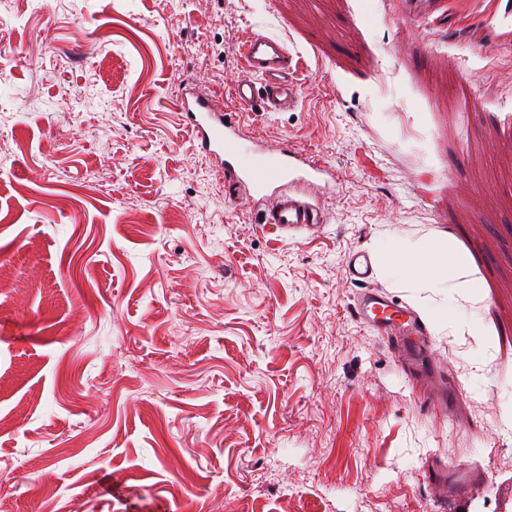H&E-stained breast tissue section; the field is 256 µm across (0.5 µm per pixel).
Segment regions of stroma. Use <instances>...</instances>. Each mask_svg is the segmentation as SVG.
Returning <instances> with one entry per match:
<instances>
[{"label":"stroma","mask_w":512,"mask_h":512,"mask_svg":"<svg viewBox=\"0 0 512 512\" xmlns=\"http://www.w3.org/2000/svg\"><path fill=\"white\" fill-rule=\"evenodd\" d=\"M0 0V512H442L427 463H470L453 512H512V0ZM303 64L294 108L239 109L250 34ZM199 83L245 145L336 181L313 232L264 222L195 149ZM442 235L485 298L430 327L459 384L429 409L352 313L345 258ZM403 14L413 22L436 21L444 14V1L442 0H403L399 1Z\"/></svg>","instance_id":"obj_1"}]
</instances>
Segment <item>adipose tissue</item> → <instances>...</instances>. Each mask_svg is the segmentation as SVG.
Listing matches in <instances>:
<instances>
[{
    "label": "adipose tissue",
    "mask_w": 512,
    "mask_h": 512,
    "mask_svg": "<svg viewBox=\"0 0 512 512\" xmlns=\"http://www.w3.org/2000/svg\"><path fill=\"white\" fill-rule=\"evenodd\" d=\"M380 266L423 291L448 286L461 293L476 286L469 277V254L445 237L428 238L407 247L387 243L380 252Z\"/></svg>",
    "instance_id": "1"
}]
</instances>
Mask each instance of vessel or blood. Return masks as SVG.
Here are the masks:
<instances>
[{
    "label": "vessel or blood",
    "mask_w": 512,
    "mask_h": 512,
    "mask_svg": "<svg viewBox=\"0 0 512 512\" xmlns=\"http://www.w3.org/2000/svg\"><path fill=\"white\" fill-rule=\"evenodd\" d=\"M403 14L413 22L427 21L444 13L443 0H402ZM246 78L237 80L232 93L244 107L262 105L268 112L293 106L300 87L299 65L293 63L285 44L278 38L254 34L239 49ZM177 106L189 125L200 152L224 172L225 182L249 191L252 201L265 202V223L279 229L314 230L325 221L323 211L310 189L327 173L325 166L301 151L270 152L257 143L253 160L241 161L239 123L224 102L214 96L181 86ZM345 263L352 282L361 285L353 311L364 324L388 336L390 342L420 358L427 354L430 331L425 321L410 308L397 304L382 291L371 289L374 262L365 251L349 254ZM480 470L468 464L433 466L431 490L447 502L465 484L481 478Z\"/></svg>",
    "instance_id": "vessel-or-blood-1"
}]
</instances>
